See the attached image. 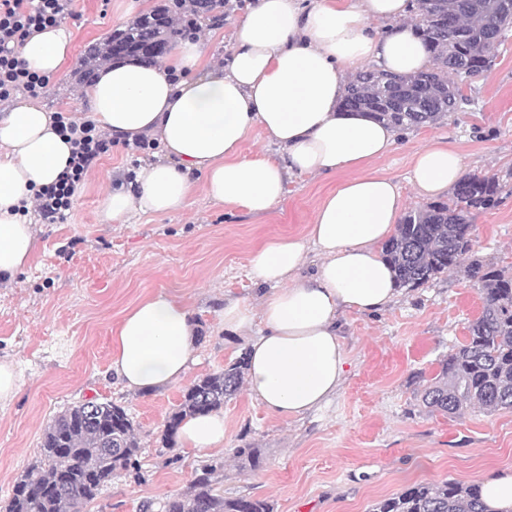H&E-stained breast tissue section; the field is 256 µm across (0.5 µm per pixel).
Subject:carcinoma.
<instances>
[{"label":"carcinoma","instance_id":"cac0c4a2","mask_svg":"<svg viewBox=\"0 0 512 512\" xmlns=\"http://www.w3.org/2000/svg\"><path fill=\"white\" fill-rule=\"evenodd\" d=\"M215 8L216 0H191L187 6L172 0L164 24L142 16L86 55L80 81L90 80L105 62L132 60L147 46L176 41ZM411 8L432 66L413 75L361 70L348 82L341 102L348 112H362L400 130L433 125L455 111L459 82L486 70L512 25V0H411ZM498 193L495 178L465 176L448 200L410 211L383 247L400 287H418L458 268L481 284V315L470 324L465 343L439 361L420 393L429 413L512 410V276L475 260L466 262L473 214L495 207ZM246 367L242 355L186 388L165 425L162 447L174 446L185 418L217 411L236 396ZM140 448L138 427L124 406L92 399L69 407L44 429L38 460L15 482L0 512H84L112 478L137 466ZM215 473L211 465L203 468L187 493L165 502V512H273L265 499L218 493ZM370 512L486 509L479 487L448 479L416 483L376 501Z\"/></svg>","mask_w":512,"mask_h":512}]
</instances>
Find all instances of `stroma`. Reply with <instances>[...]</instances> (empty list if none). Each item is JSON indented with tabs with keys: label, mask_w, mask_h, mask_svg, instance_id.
I'll list each match as a JSON object with an SVG mask.
<instances>
[{
	"label": "stroma",
	"mask_w": 512,
	"mask_h": 512,
	"mask_svg": "<svg viewBox=\"0 0 512 512\" xmlns=\"http://www.w3.org/2000/svg\"><path fill=\"white\" fill-rule=\"evenodd\" d=\"M119 0H74L64 23L71 55L38 97L47 110L87 116L78 71L89 46L121 25ZM467 100L439 123L398 132L390 154L370 171L397 183L403 211L427 205L409 181L416 154L435 142L455 147L469 175H491L501 201L472 218L473 259L512 275V28L487 70L464 85ZM153 151L113 146L78 186L63 223H37L35 256L12 283L0 284V361L15 364L22 387L0 405V504L36 460L45 427L59 411L99 397L128 408L138 424L137 471L105 487L85 512H163L187 492L202 466L215 465L226 497L269 501L273 512H369L377 500L420 481L474 484L512 470V410L451 417L426 413L421 380L463 343L482 311L479 283L451 272L374 315L343 317L349 367L323 410L288 421L240 392L225 403L224 447L197 451L160 443L187 384L238 358L246 342L224 333L225 297L257 299L247 276L253 250L307 237L326 194L341 175H293L270 213L209 201L196 193L183 210L105 222L107 189L133 182ZM165 293L193 312L196 362L184 380L150 394L125 390L112 371V331L141 300ZM256 448L253 466L236 451Z\"/></svg>",
	"instance_id": "obj_1"
}]
</instances>
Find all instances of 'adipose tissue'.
I'll return each mask as SVG.
<instances>
[{"label":"adipose tissue","instance_id":"adipose-tissue-1","mask_svg":"<svg viewBox=\"0 0 512 512\" xmlns=\"http://www.w3.org/2000/svg\"><path fill=\"white\" fill-rule=\"evenodd\" d=\"M407 14L406 0H255L224 65L210 64L201 42L185 40L162 65L110 66L83 91L100 129L157 140L164 152L139 169L135 190L106 197L103 214L112 223L181 210L199 188L214 203L267 214L284 199L290 174L345 173L306 239L252 253L251 279L268 289L258 304L224 301L225 332L248 338L249 397L283 419L322 409L342 386L344 312L379 313L399 294L381 245L400 218L401 195L391 178L367 170L390 153L396 132L338 103L360 66L400 74L428 68V50ZM376 22L382 30H373ZM70 46L68 29L56 25L33 33L20 58L51 77ZM256 127L280 158L243 155ZM70 156L42 106L20 101L0 118V283L28 267L35 251L23 204L59 178ZM463 173L461 155L434 143L417 154L410 181L420 195L436 197ZM195 326L181 301L163 293L142 300L113 331L112 372L133 391L176 383L189 369ZM181 438L197 450L223 447V414L187 418Z\"/></svg>","mask_w":512,"mask_h":512}]
</instances>
